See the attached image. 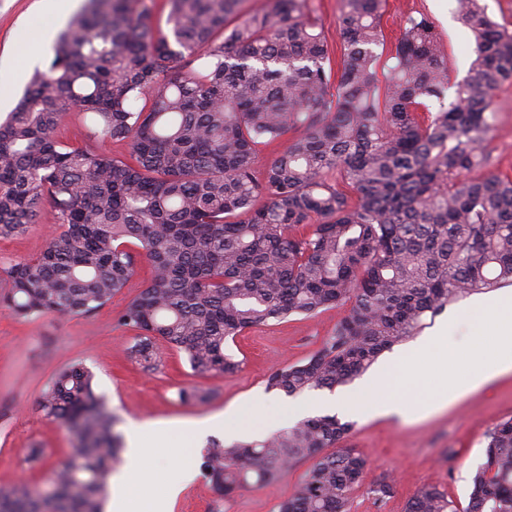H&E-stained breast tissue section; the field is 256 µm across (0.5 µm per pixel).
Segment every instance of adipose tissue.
<instances>
[{
    "label": "adipose tissue",
    "instance_id": "1",
    "mask_svg": "<svg viewBox=\"0 0 512 512\" xmlns=\"http://www.w3.org/2000/svg\"><path fill=\"white\" fill-rule=\"evenodd\" d=\"M259 427L258 421L247 419L245 409L236 408L193 421L186 429L196 437L220 429L232 440L252 435ZM129 443L126 461L112 477V512H172L184 487L196 477L183 446L168 436L166 428L152 426L134 428ZM159 457L169 462V473L159 485L144 481V473Z\"/></svg>",
    "mask_w": 512,
    "mask_h": 512
}]
</instances>
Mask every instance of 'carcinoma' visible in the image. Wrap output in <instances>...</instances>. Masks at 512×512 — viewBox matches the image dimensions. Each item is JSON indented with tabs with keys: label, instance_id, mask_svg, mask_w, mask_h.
<instances>
[{
	"label": "carcinoma",
	"instance_id": "obj_1",
	"mask_svg": "<svg viewBox=\"0 0 512 512\" xmlns=\"http://www.w3.org/2000/svg\"><path fill=\"white\" fill-rule=\"evenodd\" d=\"M168 2L162 31L145 0H85L0 122V238L26 233L45 201L60 227L5 271L1 305L25 320L89 315L140 255L150 284L115 316L137 332L131 358L154 366L161 340L194 373L226 375L238 368L226 346L245 330L352 303L306 361L269 373L268 388L293 395L350 382L448 303L512 282V180L464 177L489 159L490 93L512 82V30L479 0H457L477 59L452 96L425 17L407 19L379 78L384 0H342L335 72L307 0L237 22L241 0ZM72 112L92 115L95 139L128 142L130 159L60 141ZM290 131L256 178L260 147ZM93 379L80 360L52 375L38 407L72 452L47 493L1 487L0 512H102L121 435ZM351 427L320 416L260 441L213 440L201 469L226 497L310 460L278 512H350L367 468L337 447ZM486 439L465 508L430 486L405 512H512V418Z\"/></svg>",
	"mask_w": 512,
	"mask_h": 512
}]
</instances>
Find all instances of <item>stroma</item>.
<instances>
[{
	"mask_svg": "<svg viewBox=\"0 0 512 512\" xmlns=\"http://www.w3.org/2000/svg\"><path fill=\"white\" fill-rule=\"evenodd\" d=\"M36 0H0V115H6L22 95L33 72L27 60L32 39L54 20L38 11ZM341 0H308V12L321 27L332 68H339L343 45L336 29ZM423 15L433 22L442 39L450 82L466 77L475 59L474 39L456 12V0H386L380 18L383 40L381 64H389L402 37L408 16ZM494 125L490 133L487 173L512 177V83L491 96ZM54 210L43 205L37 224L23 236L0 238V291L9 283L2 268L39 257L56 236ZM149 279L146 260L112 301L88 316L61 317L47 313L35 320L15 316L0 307V487L23 481L40 482L70 451L64 429L38 407L39 396L53 373L65 362L78 359L94 375V389L120 422L122 434L135 424L169 427L180 438L193 465L202 452L182 423L248 405L264 417H276L286 406L303 402L267 387L268 374L277 367L310 357L331 336L348 307H332L317 316H291L245 330L228 346L240 366L231 375L193 374L183 353L157 344L158 366L146 371L132 361L129 349L135 331L115 323L114 317ZM189 385L208 392L205 401L181 403L177 392ZM512 418V375L465 394L454 406L428 417L403 422L394 417L352 418L342 440L367 462V479L390 477L394 492L385 504H375L366 488L354 492L350 512H404L417 490L435 486L459 506H466L471 476L484 460L485 435L496 423ZM41 444L45 459L27 460L32 444ZM310 461L295 463L270 482H249L231 497L218 500L204 475H197L180 495L173 512H277L308 475Z\"/></svg>",
	"mask_w": 512,
	"mask_h": 512,
	"instance_id": "obj_1",
	"label": "stroma"
}]
</instances>
